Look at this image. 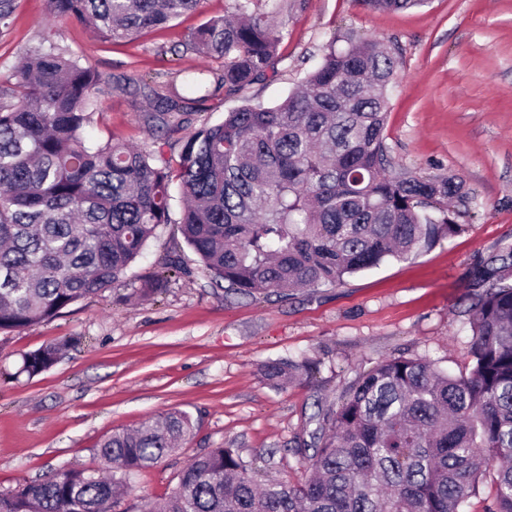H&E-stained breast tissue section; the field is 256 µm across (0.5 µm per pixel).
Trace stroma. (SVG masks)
<instances>
[{
    "instance_id": "1",
    "label": "stroma",
    "mask_w": 512,
    "mask_h": 512,
    "mask_svg": "<svg viewBox=\"0 0 512 512\" xmlns=\"http://www.w3.org/2000/svg\"><path fill=\"white\" fill-rule=\"evenodd\" d=\"M0 33V73L17 52L49 38L101 77L90 141L149 144L147 103L135 83L176 85L190 68L219 61L188 50L193 30L223 16L232 0L118 44L83 24L53 19L46 0H13ZM274 79L245 94L217 92L207 109L163 145L220 123L245 101L273 104L314 69L332 39L354 36L395 48L396 79L386 130L392 173L455 175L469 191L464 230L406 260L346 276L330 288L248 299L212 285L178 225L168 224L121 283L78 301L54 319L0 332V494L71 468L99 466L100 443L171 411L194 423L189 440L142 470L112 512H148L168 497L180 471L209 449H237L259 480L295 482L306 473L298 447L319 406L337 404L360 375L390 357H423L451 374L469 363L467 273L512 245V0H432L404 12H373L356 0H304L289 10ZM127 79L116 87L117 78ZM166 263L178 271L163 293L141 299L143 277ZM80 337L49 370L29 376L23 356ZM308 357L316 373L277 390L262 378L270 359Z\"/></svg>"
}]
</instances>
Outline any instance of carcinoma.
I'll list each match as a JSON object with an SVG mask.
<instances>
[{
  "label": "carcinoma",
  "mask_w": 512,
  "mask_h": 512,
  "mask_svg": "<svg viewBox=\"0 0 512 512\" xmlns=\"http://www.w3.org/2000/svg\"><path fill=\"white\" fill-rule=\"evenodd\" d=\"M49 14L127 42L201 9L203 0H46ZM372 11L429 0H357ZM281 0H233L189 46L219 72L185 76L150 101L151 135L175 132L215 91L263 83L279 63ZM389 46L346 38L324 48L301 86L274 105L247 104L181 145L177 167L161 153L109 140L90 145L99 75L55 43L20 51L0 77V332L48 321L114 287L165 224L178 223L210 283L237 294L339 286L344 277L405 259L462 231L452 202L463 181L392 175L386 145ZM182 208L172 218L171 186ZM470 367L451 375L428 360L393 357L359 377L310 435V476L259 483L235 448H213L180 472L157 512H464L491 479L485 512H512V247L474 266ZM72 337L23 356L30 376L50 369ZM312 372L275 359V388ZM170 411L99 447L107 475L66 470L0 495V512H110L142 470L192 434Z\"/></svg>",
  "instance_id": "1"
}]
</instances>
